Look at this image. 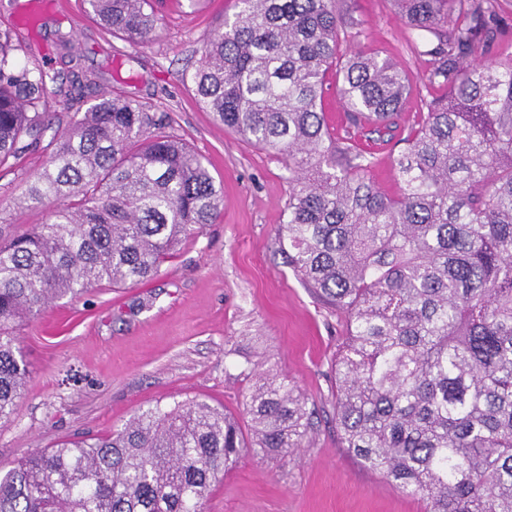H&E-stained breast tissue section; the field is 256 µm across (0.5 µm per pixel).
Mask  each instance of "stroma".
Masks as SVG:
<instances>
[{"mask_svg": "<svg viewBox=\"0 0 512 512\" xmlns=\"http://www.w3.org/2000/svg\"><path fill=\"white\" fill-rule=\"evenodd\" d=\"M341 8L362 25L360 48L383 52L414 76L426 73L428 62L415 52L391 0H341ZM233 11L234 0H201L194 9L187 0H165L152 40L132 46L106 32L81 0H12L0 7V30L24 42L23 63L64 74L70 55L98 77L78 95L49 88L54 128L67 127L100 94L130 97L162 116L167 132L189 144L224 186L214 221L152 278L52 303L23 323L29 376L15 416L0 423V467L62 438L119 429L159 401L199 398L245 428L247 395L274 376L318 410L314 433L285 458L242 454L204 512H426L423 501L364 467L336 436L331 366L345 329L281 250L289 193L284 158L216 124L187 80L203 44ZM61 34L68 48H60ZM422 110L409 96L388 130L362 137L375 156L371 178L386 194L398 191L394 159ZM45 163L38 149L0 173V236L46 220L47 210L15 205Z\"/></svg>", "mask_w": 512, "mask_h": 512, "instance_id": "1", "label": "stroma"}]
</instances>
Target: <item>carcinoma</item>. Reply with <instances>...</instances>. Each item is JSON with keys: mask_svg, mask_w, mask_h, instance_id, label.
<instances>
[{"mask_svg": "<svg viewBox=\"0 0 512 512\" xmlns=\"http://www.w3.org/2000/svg\"><path fill=\"white\" fill-rule=\"evenodd\" d=\"M159 0H85L112 35L152 38ZM431 36L424 77L354 38L339 0H236L201 49L195 95L216 123L288 159L282 249L346 325L336 353V433L366 468L428 512H512V59H481L496 0H392ZM0 33V168L41 145L26 209L64 204L0 242V422L28 374L17 330L52 302L154 276L216 217L222 189L149 107L101 95L63 130L45 99L60 79L23 64ZM352 123L389 128L408 95L426 108L395 158L326 122L329 77ZM250 438L204 400L156 404L90 439L35 448L0 474V512H202L241 453L285 458L315 411L272 377L246 400Z\"/></svg>", "mask_w": 512, "mask_h": 512, "instance_id": "1", "label": "carcinoma"}]
</instances>
